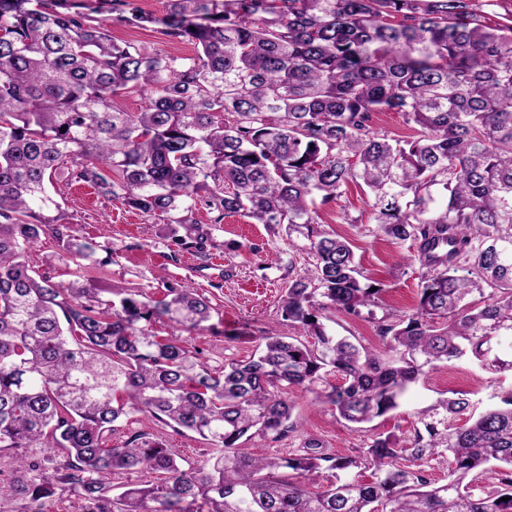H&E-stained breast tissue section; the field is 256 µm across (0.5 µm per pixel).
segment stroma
<instances>
[{
    "mask_svg": "<svg viewBox=\"0 0 512 512\" xmlns=\"http://www.w3.org/2000/svg\"><path fill=\"white\" fill-rule=\"evenodd\" d=\"M108 28L119 42H141L174 57L194 53L191 44L150 30L113 22ZM370 203L357 186H350L336 204L322 212L321 223L324 229L334 230L352 243L364 276L383 288L384 309L396 313L416 302L421 269L412 260L408 245L373 235L375 220ZM60 204L78 235L99 244V264L77 268L57 239L48 234L42 235L33 249L34 264L62 283L76 274L95 288L115 286L158 297L167 284L178 283L205 293L216 307L211 327L192 334L190 343L208 367L218 369L224 362L248 357L267 330L299 335V328L284 321L279 311L288 285V263L299 257L285 233L272 232L266 225L239 215L228 217L214 231L218 248L202 258L177 250L162 220L145 218L97 192L87 193L76 186L65 192ZM510 387L512 373H488L465 356L413 385L397 410L372 422L371 431L404 438L410 435L418 412L438 399L463 391L485 408L496 404L497 394ZM291 399L300 432L277 442L254 437L244 443V451L286 457L296 453L308 436L319 439L336 455H351L363 446L366 434L339 422L335 412L312 395L296 391ZM143 428L187 462L197 463L208 456L209 446L197 434L176 432L154 419L143 421L138 414L115 423L110 441L122 442Z\"/></svg>",
    "mask_w": 512,
    "mask_h": 512,
    "instance_id": "stroma-1",
    "label": "stroma"
}]
</instances>
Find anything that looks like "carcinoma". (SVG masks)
Returning a JSON list of instances; mask_svg holds the SVG:
<instances>
[{
    "label": "carcinoma",
    "instance_id": "1",
    "mask_svg": "<svg viewBox=\"0 0 512 512\" xmlns=\"http://www.w3.org/2000/svg\"><path fill=\"white\" fill-rule=\"evenodd\" d=\"M108 20L195 55L119 44ZM145 89L142 111L118 104ZM379 112L419 134H379ZM73 183L162 218L201 257L229 214L285 228L315 275L289 277L279 310L309 340L269 331L249 357L211 369L182 339L209 328L211 302L196 289L118 288L105 303L99 288L33 269L28 251L47 232L75 264L98 262L54 199ZM352 183L371 197L373 233L410 243L423 268L417 304L374 319L379 348L320 321L382 303L349 242L319 229ZM157 322L173 333L158 336ZM504 335L512 25L487 26L469 0H167L161 16L133 0H0V448L67 458L9 489L29 512L59 490L82 512H512V390L477 415L464 393L440 399L410 436L372 434L351 455L312 437L289 457L239 448L298 429L295 390L362 425L441 363L470 356L512 373L493 351ZM135 414L193 431L213 453L185 468L146 430L110 444ZM432 461L447 464L441 485ZM323 468L344 477L308 491ZM127 471L156 479L112 494L110 477Z\"/></svg>",
    "mask_w": 512,
    "mask_h": 512
}]
</instances>
